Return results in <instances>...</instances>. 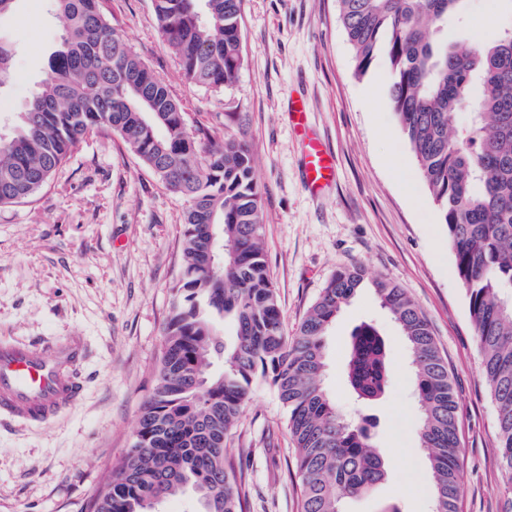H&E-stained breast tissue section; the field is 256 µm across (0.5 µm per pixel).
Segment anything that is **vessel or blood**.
<instances>
[{
    "label": "vessel or blood",
    "mask_w": 512,
    "mask_h": 512,
    "mask_svg": "<svg viewBox=\"0 0 512 512\" xmlns=\"http://www.w3.org/2000/svg\"><path fill=\"white\" fill-rule=\"evenodd\" d=\"M290 114L304 145V176L309 191L320 193L334 181V159L308 128L307 108L294 99ZM87 357L83 337L52 344L0 340V418L27 425L52 423L83 395L82 368Z\"/></svg>",
    "instance_id": "obj_1"
}]
</instances>
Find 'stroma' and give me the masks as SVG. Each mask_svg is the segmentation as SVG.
<instances>
[{"instance_id": "obj_1", "label": "stroma", "mask_w": 512, "mask_h": 512, "mask_svg": "<svg viewBox=\"0 0 512 512\" xmlns=\"http://www.w3.org/2000/svg\"><path fill=\"white\" fill-rule=\"evenodd\" d=\"M101 11L168 84L189 126L216 137L238 128L251 141L266 260L287 328L351 265L370 279L390 278L419 305L458 397L459 512H512L497 462V412L446 228L391 111L389 71L380 61L357 75L337 0H242L244 63L220 92L185 80L152 0H101ZM510 26L507 0H467L448 39L487 43ZM63 34L48 0H17L0 21V39L15 47L13 77L0 88V132H10ZM295 93L334 155L336 182L323 196L303 186L302 144L288 117ZM186 208L112 132L80 143L28 199L0 206V338L48 344L78 332L89 349L84 396L73 409L44 427L0 422V512H89L103 475L130 447L157 379ZM365 322L383 335L390 362L389 390L368 407L344 379L351 334ZM413 380L407 342L369 280L326 336V390L344 415L373 416V441L385 453V479L347 500L346 512H431ZM287 419L274 388L257 381L226 443L246 512H300Z\"/></svg>"}]
</instances>
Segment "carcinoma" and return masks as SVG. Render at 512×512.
I'll return each mask as SVG.
<instances>
[{
    "instance_id": "obj_1",
    "label": "carcinoma",
    "mask_w": 512,
    "mask_h": 512,
    "mask_svg": "<svg viewBox=\"0 0 512 512\" xmlns=\"http://www.w3.org/2000/svg\"><path fill=\"white\" fill-rule=\"evenodd\" d=\"M66 37L38 93L0 135V205L44 187L87 137L113 132L168 191L185 197L182 273L164 329L157 384L133 441L91 500L92 512H153L191 491L198 512H246L225 438L256 378L288 412L301 512H344L385 478L372 418L348 419L326 391L325 338L363 281L338 270L293 334L284 329L264 249L260 190L244 134L217 141L188 126L168 85L102 16L99 0H52ZM357 71L383 57L389 101L436 202L468 298L482 376L498 413V461L512 492V28L490 44L448 43L442 29L465 0H338ZM241 0H153L160 33L186 81L219 91L242 68ZM14 46L0 40V86ZM471 114L468 125L457 113ZM402 330L415 370L420 442L434 479L432 512H459L463 448L457 397L427 319L394 282H374ZM235 337L226 342L221 327ZM363 403L389 388L386 345L371 324L346 365Z\"/></svg>"
}]
</instances>
